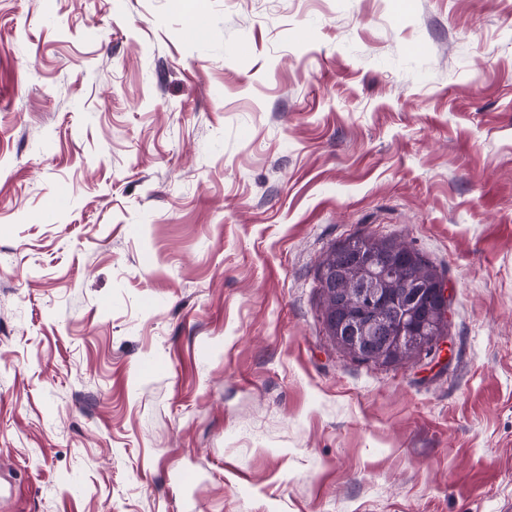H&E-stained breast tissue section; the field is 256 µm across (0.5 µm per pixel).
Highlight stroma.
I'll return each mask as SVG.
<instances>
[{
  "mask_svg": "<svg viewBox=\"0 0 512 512\" xmlns=\"http://www.w3.org/2000/svg\"><path fill=\"white\" fill-rule=\"evenodd\" d=\"M356 233L447 362L333 344ZM510 506L512 0H0V512ZM322 266L329 267L330 269H336V281L340 287L339 290L342 300H344V295L349 290H356L354 287L360 281L359 269L354 263H349L343 255L334 254L333 250H330L329 252L327 251L325 257L320 263L319 269ZM419 257L424 258L425 261H422ZM437 271V267L417 251V258L408 270H396L393 273H388V276L391 278L393 288L399 290L406 288L408 279L426 282L435 277Z\"/></svg>",
  "mask_w": 512,
  "mask_h": 512,
  "instance_id": "stroma-1",
  "label": "stroma"
}]
</instances>
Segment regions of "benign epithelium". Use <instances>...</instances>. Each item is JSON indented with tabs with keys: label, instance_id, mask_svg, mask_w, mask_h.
I'll list each match as a JSON object with an SVG mask.
<instances>
[{
	"label": "benign epithelium",
	"instance_id": "obj_1",
	"mask_svg": "<svg viewBox=\"0 0 512 512\" xmlns=\"http://www.w3.org/2000/svg\"><path fill=\"white\" fill-rule=\"evenodd\" d=\"M339 250L352 253L367 271L366 279L354 293L360 300L359 307L339 324L328 308L330 289H321L322 318L328 336L347 356L371 366L383 364L395 346L424 332V326L418 323L424 304L434 303V322L440 325L448 321L451 295L448 281L437 278L425 284L415 283L404 294L392 296L385 279L379 275L375 256L355 246L353 240L339 245ZM447 339V333L440 330L429 341L413 344L417 359L440 355L448 345Z\"/></svg>",
	"mask_w": 512,
	"mask_h": 512
}]
</instances>
